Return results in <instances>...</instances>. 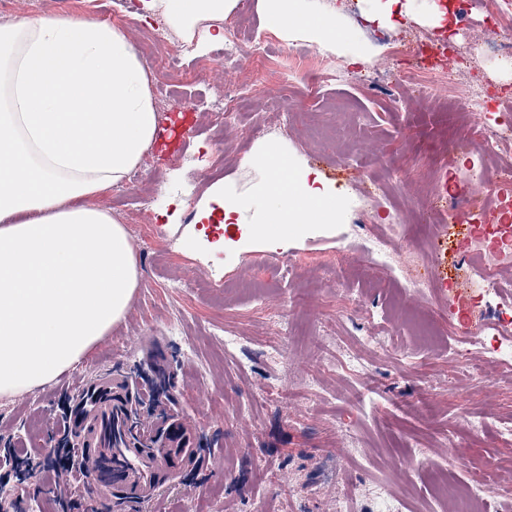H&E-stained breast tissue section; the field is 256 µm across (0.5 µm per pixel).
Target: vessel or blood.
I'll list each match as a JSON object with an SVG mask.
<instances>
[{"label":"vessel or blood","instance_id":"vessel-or-blood-1","mask_svg":"<svg viewBox=\"0 0 512 512\" xmlns=\"http://www.w3.org/2000/svg\"><path fill=\"white\" fill-rule=\"evenodd\" d=\"M191 114H183L159 129L156 144L168 155L182 144L181 129ZM129 380L119 371L84 384L78 406L67 420V432L78 449L83 476L103 498L119 493L139 501L155 498L167 477L189 468L198 456V431L182 419H171L157 428L154 441L142 445L127 435L131 413Z\"/></svg>","mask_w":512,"mask_h":512}]
</instances>
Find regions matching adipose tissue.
<instances>
[{
  "instance_id": "obj_1",
  "label": "adipose tissue",
  "mask_w": 512,
  "mask_h": 512,
  "mask_svg": "<svg viewBox=\"0 0 512 512\" xmlns=\"http://www.w3.org/2000/svg\"><path fill=\"white\" fill-rule=\"evenodd\" d=\"M237 0H140L193 37ZM283 37L364 48L312 0H257ZM149 79L120 27L89 19L23 18L0 25V395L40 387L74 367L127 314L139 286L135 248L99 196L141 160L157 130ZM255 200L217 189L228 224L256 235L332 224L337 207L276 153Z\"/></svg>"
}]
</instances>
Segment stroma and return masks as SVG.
<instances>
[{
	"label": "stroma",
	"mask_w": 512,
	"mask_h": 512,
	"mask_svg": "<svg viewBox=\"0 0 512 512\" xmlns=\"http://www.w3.org/2000/svg\"><path fill=\"white\" fill-rule=\"evenodd\" d=\"M129 0H0V24L22 18L93 19L123 29L148 67L156 112L168 111L176 89L194 100L196 135L189 151L210 156L228 148L221 178L205 168L173 169L146 152L132 176L96 197L123 224L141 273L130 309L79 365L15 396L0 395V446L48 462L62 437V408L81 384L121 367L134 380L133 409L195 418L202 452L193 470L171 478L157 499L104 500L78 483L57 503L54 487L30 479L13 487L0 471V496H22L25 512H378L379 494L400 512H446L434 491L495 468L492 512H512V366L476 377V355L458 358L462 329L451 309L467 287L459 269L458 230L438 237L432 224H411L446 285L442 295L408 293L389 270L359 262L356 253L390 219L392 203L411 207L437 192L447 165H468L452 151L453 122L429 114L425 102L396 106L392 92L406 72L420 70L416 54L391 47L452 35L470 74L485 90L512 95L504 60L491 52L486 15L475 0L466 23L451 30L427 25L435 0H414L411 17L381 27L366 19L372 0H319L322 14L363 43L367 60L347 64L332 53L333 72L309 97L295 81L294 101L330 127L314 137L299 119L282 123L279 71L292 56L317 45L268 34L260 19L233 53L222 42L181 54L177 70L153 68L149 58L181 53L183 37L162 14L147 20L128 12ZM163 45L151 42L155 28ZM271 36L268 59L277 75L263 77L249 57L253 36ZM239 87L237 118L211 135L205 127L215 93ZM285 149L298 171L317 175L340 204L337 221L314 224L283 240L244 237L223 225L210 198L214 184L249 198L266 177L252 158L267 146ZM408 179L407 193L370 204L385 181ZM198 189L187 203L182 185ZM155 198L133 210L132 192ZM232 345H225V337ZM461 459L449 461L448 447ZM423 460L410 471L408 460Z\"/></svg>",
	"instance_id": "1"
}]
</instances>
